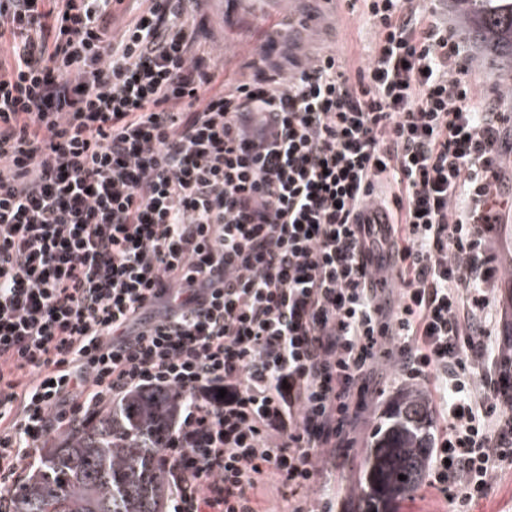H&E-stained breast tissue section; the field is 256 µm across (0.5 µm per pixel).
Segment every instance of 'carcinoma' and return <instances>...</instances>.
Returning a JSON list of instances; mask_svg holds the SVG:
<instances>
[{
	"label": "carcinoma",
	"mask_w": 512,
	"mask_h": 512,
	"mask_svg": "<svg viewBox=\"0 0 512 512\" xmlns=\"http://www.w3.org/2000/svg\"><path fill=\"white\" fill-rule=\"evenodd\" d=\"M455 2L463 36L478 45L481 61L512 69V0ZM184 405L172 392L134 393L103 407L92 422L70 425L7 492L8 512H163L167 482L158 453ZM429 458L426 403L416 392L403 393L367 450L359 512H393L416 491Z\"/></svg>",
	"instance_id": "obj_1"
}]
</instances>
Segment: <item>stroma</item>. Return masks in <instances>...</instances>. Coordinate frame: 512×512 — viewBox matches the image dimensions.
<instances>
[{"label": "stroma", "instance_id": "obj_1", "mask_svg": "<svg viewBox=\"0 0 512 512\" xmlns=\"http://www.w3.org/2000/svg\"><path fill=\"white\" fill-rule=\"evenodd\" d=\"M299 9L312 18L301 40L307 51L326 47V28L336 31V51L348 70H356L368 61L374 42V32L365 19L363 0H338L328 6L324 0H302ZM276 0H267L260 9L244 5L242 0H223L221 9H213L210 0H201L196 17L198 38L209 47L217 65L223 66L228 79H245L246 67L256 46L270 41L291 38L290 30L273 29L272 24L286 17ZM495 248L501 257L496 276L495 294L502 309L493 316L489 341L497 348H505V340L512 335V214L503 216ZM370 410L362 435L342 467L329 469L327 482L314 491V498L329 497L336 501V512H355L360 493V470L366 451L371 447L377 428L384 421L390 401L402 392L413 390L426 398L428 408H437L434 383L405 380L398 366L390 360L380 363ZM469 512H512V465H497L486 494L475 500Z\"/></svg>", "mask_w": 512, "mask_h": 512}]
</instances>
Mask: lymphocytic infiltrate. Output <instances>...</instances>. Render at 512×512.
Returning <instances> with one entry per match:
<instances>
[{"instance_id":"obj_1","label":"lymphocytic infiltrate","mask_w":512,"mask_h":512,"mask_svg":"<svg viewBox=\"0 0 512 512\" xmlns=\"http://www.w3.org/2000/svg\"><path fill=\"white\" fill-rule=\"evenodd\" d=\"M196 0H0V488L54 432L139 391L183 396L168 512L313 505L381 359L456 399L427 482L466 512L512 463V365L486 338L512 211L508 112L473 104L430 0L378 33L217 84ZM259 512H288V505L276 490L273 481L268 482L258 494Z\"/></svg>"}]
</instances>
